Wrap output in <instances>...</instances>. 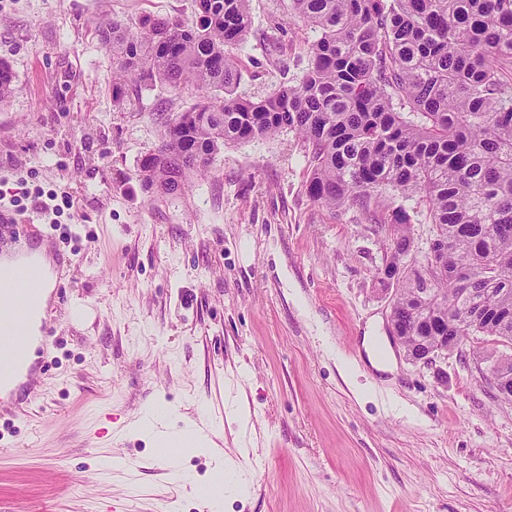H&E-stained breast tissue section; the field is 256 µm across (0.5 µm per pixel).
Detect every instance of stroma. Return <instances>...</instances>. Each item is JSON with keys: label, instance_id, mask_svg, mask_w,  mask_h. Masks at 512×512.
<instances>
[{"label": "stroma", "instance_id": "35a3bbf8", "mask_svg": "<svg viewBox=\"0 0 512 512\" xmlns=\"http://www.w3.org/2000/svg\"><path fill=\"white\" fill-rule=\"evenodd\" d=\"M288 3L252 0L237 95L307 68L314 35ZM113 16L189 23L196 2L0 5V196L75 200L54 346L28 399L0 403V512H207L215 449L251 474L221 512H512V402L480 372L481 341L432 367L405 357L378 274L387 240L358 208L309 198L301 139L231 144L180 194L142 190L140 160L197 93L134 84L115 106L96 36ZM153 408L176 430L215 423L214 449L167 455L131 428Z\"/></svg>", "mask_w": 512, "mask_h": 512}]
</instances>
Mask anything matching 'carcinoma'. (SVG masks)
<instances>
[{
    "mask_svg": "<svg viewBox=\"0 0 512 512\" xmlns=\"http://www.w3.org/2000/svg\"><path fill=\"white\" fill-rule=\"evenodd\" d=\"M250 2L196 0L191 24L112 18L98 28L113 103L137 82L199 92L141 161L144 191L174 195L224 145L295 133L310 149L308 196L370 215L390 241L388 263L412 252L418 216L447 248L398 284L390 324L404 347L488 336L494 348L481 357L507 361L512 392V356L497 351L512 348V0H290L316 33L308 68L256 100L234 92Z\"/></svg>",
    "mask_w": 512,
    "mask_h": 512,
    "instance_id": "obj_1",
    "label": "carcinoma"
}]
</instances>
